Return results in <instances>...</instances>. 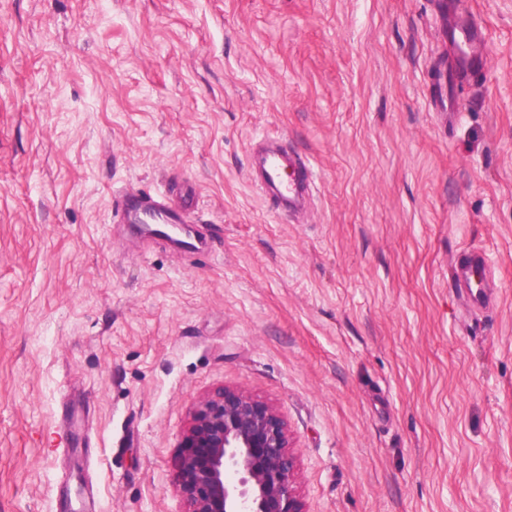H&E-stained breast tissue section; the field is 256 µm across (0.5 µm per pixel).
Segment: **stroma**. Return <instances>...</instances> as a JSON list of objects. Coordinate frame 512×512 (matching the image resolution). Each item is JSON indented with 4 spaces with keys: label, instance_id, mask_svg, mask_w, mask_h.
Returning <instances> with one entry per match:
<instances>
[{
    "label": "stroma",
    "instance_id": "1",
    "mask_svg": "<svg viewBox=\"0 0 512 512\" xmlns=\"http://www.w3.org/2000/svg\"><path fill=\"white\" fill-rule=\"evenodd\" d=\"M454 19L487 67L440 89ZM126 187L206 248L118 222ZM224 387L284 416L306 512H512V0H0V512H182ZM268 141L276 147L255 159L252 175L259 189L285 213L301 190L313 183L314 174L308 162L293 153V160L288 157V168L292 169L286 176L284 156L287 150L278 141ZM116 213L120 219L127 223L131 219H149L158 224L181 225L188 229L187 232H178L166 234L163 226L151 233L149 236H160L172 242L178 249H197L193 241L192 225L187 208L179 206L170 197L161 193L151 194L150 192L139 189H127L123 191L115 202ZM141 216L143 218H141ZM465 259L467 271L464 277V292L472 308H481L488 299V288L484 283L485 258L483 254L469 252Z\"/></svg>",
    "mask_w": 512,
    "mask_h": 512
}]
</instances>
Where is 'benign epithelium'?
<instances>
[{
	"label": "benign epithelium",
	"mask_w": 512,
	"mask_h": 512,
	"mask_svg": "<svg viewBox=\"0 0 512 512\" xmlns=\"http://www.w3.org/2000/svg\"><path fill=\"white\" fill-rule=\"evenodd\" d=\"M178 447L185 512H303L286 422L274 406L218 390L194 407Z\"/></svg>",
	"instance_id": "1"
}]
</instances>
